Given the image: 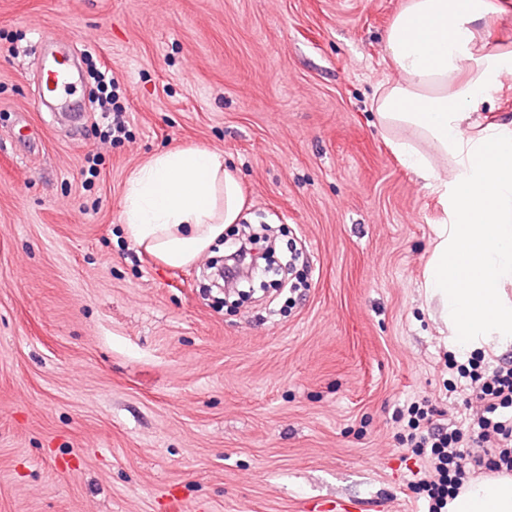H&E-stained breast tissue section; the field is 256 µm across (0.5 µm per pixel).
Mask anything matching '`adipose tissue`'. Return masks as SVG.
<instances>
[{
    "label": "adipose tissue",
    "mask_w": 512,
    "mask_h": 512,
    "mask_svg": "<svg viewBox=\"0 0 512 512\" xmlns=\"http://www.w3.org/2000/svg\"><path fill=\"white\" fill-rule=\"evenodd\" d=\"M506 13L501 0H406L386 35L399 78L375 100L383 128L412 132L394 150L450 211L435 229L424 289L463 352L512 345V121L477 116L512 74V52L490 47ZM242 208L223 155L189 146L131 174L122 223L136 247L180 267L223 239ZM448 512H512V476L469 481Z\"/></svg>",
    "instance_id": "ef3b65f1"
}]
</instances>
